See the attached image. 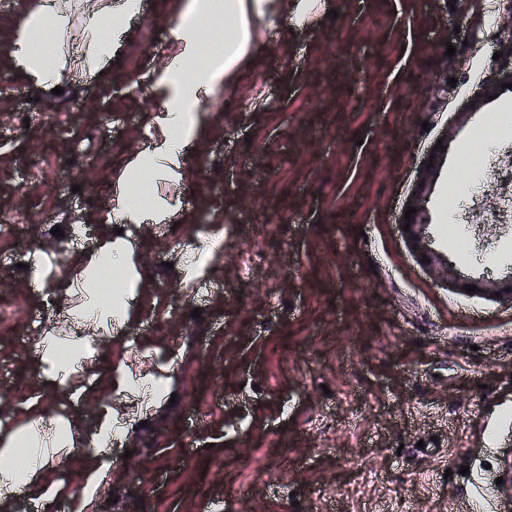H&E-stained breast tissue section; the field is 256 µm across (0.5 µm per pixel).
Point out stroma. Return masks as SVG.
Instances as JSON below:
<instances>
[{"mask_svg": "<svg viewBox=\"0 0 512 512\" xmlns=\"http://www.w3.org/2000/svg\"><path fill=\"white\" fill-rule=\"evenodd\" d=\"M100 77L84 75L83 0H67L58 84L35 85L8 44L35 0H0V435L45 409L71 421L47 466L81 492L102 406L128 420L89 512H512V302L458 292L410 250L406 208L460 276L512 271V82L500 23L512 0H294V24L250 16L254 49L202 99L181 187L130 224L135 291L117 329L86 322L70 288L115 227V175L146 122L188 0H143ZM455 46L447 55V46ZM482 141L485 179L464 175ZM430 171L424 195L416 184ZM79 221L62 252L49 220ZM219 225L200 286L158 280L174 244ZM41 257L37 284L18 255ZM55 304L43 308L41 288ZM94 340L65 383L33 345L44 324Z\"/></svg>", "mask_w": 512, "mask_h": 512, "instance_id": "1", "label": "stroma"}]
</instances>
